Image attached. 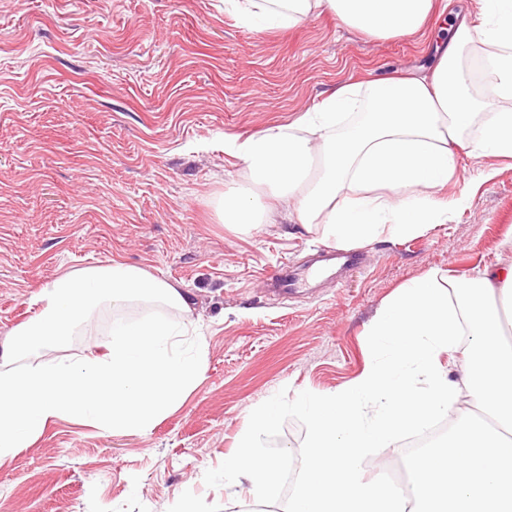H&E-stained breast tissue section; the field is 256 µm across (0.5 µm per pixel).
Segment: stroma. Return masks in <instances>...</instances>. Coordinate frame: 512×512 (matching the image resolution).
<instances>
[{"instance_id": "obj_1", "label": "stroma", "mask_w": 512, "mask_h": 512, "mask_svg": "<svg viewBox=\"0 0 512 512\" xmlns=\"http://www.w3.org/2000/svg\"><path fill=\"white\" fill-rule=\"evenodd\" d=\"M461 6L379 39L330 14L259 31L224 0H0V334L43 283L118 259L180 283L205 344L201 384L150 433L59 422L1 462L0 512H224V462L254 406L279 395L265 451L302 460L297 392L360 375L398 288L512 265V160L475 152L443 191L468 199L445 224L361 246L343 280L286 299L268 277L306 267L320 235L285 221L239 233L216 213L247 182L226 139L289 123L337 85L431 69Z\"/></svg>"}]
</instances>
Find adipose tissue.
Wrapping results in <instances>:
<instances>
[{
    "mask_svg": "<svg viewBox=\"0 0 512 512\" xmlns=\"http://www.w3.org/2000/svg\"><path fill=\"white\" fill-rule=\"evenodd\" d=\"M447 7L448 0H224L225 10L260 30L330 13L377 38L414 34ZM472 48L492 83L485 100L472 96L462 65ZM357 109L361 119L346 122ZM467 148L512 157V0H480L478 17L462 16L428 72L339 86L321 111L230 140L248 184L225 191L217 215L238 232L267 223V208L254 201L263 191L287 207L289 222L319 228L339 248L384 234L421 236L466 205V197L443 202L434 192ZM134 302L155 311L129 318L124 310ZM29 304L34 314L0 340V460L59 421L147 434L201 382L202 339L178 283L114 260L44 283ZM105 305L110 328L81 358L44 357L74 333L93 336V313ZM465 334L472 344L453 381L443 359ZM369 336L373 355L354 381L296 397L309 435L285 512H512V266L462 282L435 272L413 279L376 311ZM464 396L473 408L455 415ZM280 410L273 397L252 411L227 466L259 502L281 498L280 462L263 451ZM450 415L445 437L409 458L408 491L357 476L373 450Z\"/></svg>",
    "mask_w": 512,
    "mask_h": 512,
    "instance_id": "1",
    "label": "adipose tissue"
}]
</instances>
